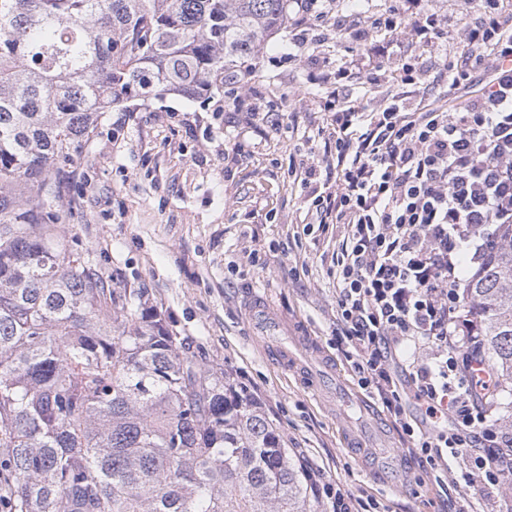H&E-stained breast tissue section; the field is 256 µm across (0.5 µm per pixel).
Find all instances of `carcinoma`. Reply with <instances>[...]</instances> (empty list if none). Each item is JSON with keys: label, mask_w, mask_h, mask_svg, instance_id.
<instances>
[{"label": "carcinoma", "mask_w": 512, "mask_h": 512, "mask_svg": "<svg viewBox=\"0 0 512 512\" xmlns=\"http://www.w3.org/2000/svg\"><path fill=\"white\" fill-rule=\"evenodd\" d=\"M287 21V0H0V512H312L277 428L52 211L105 113L223 90ZM495 229L464 288L496 394L512 224Z\"/></svg>", "instance_id": "obj_1"}]
</instances>
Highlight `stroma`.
<instances>
[{
	"instance_id": "1",
	"label": "stroma",
	"mask_w": 512,
	"mask_h": 512,
	"mask_svg": "<svg viewBox=\"0 0 512 512\" xmlns=\"http://www.w3.org/2000/svg\"><path fill=\"white\" fill-rule=\"evenodd\" d=\"M391 5L319 0L303 14L290 0V24L268 38L248 76L249 96L167 95L113 108L79 155L74 180L60 184L56 215L112 287L147 291L169 329L223 368L277 427L289 455L323 483H342L383 512H512V480L491 494L465 483L468 448L439 483L417 469L405 485L368 470L341 439L357 408L330 405L270 361L246 321L249 297H268L334 359L338 378L352 381L336 348L330 274L344 229L317 228L300 174L330 154L327 93L312 75L361 70L340 93L369 110L403 91L399 73L354 38L359 27L387 18ZM421 6L448 20L447 38L416 48L436 73L469 15L463 0ZM296 19L314 38L302 57L292 54Z\"/></svg>"
}]
</instances>
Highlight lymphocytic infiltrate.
<instances>
[{"label": "lymphocytic infiltrate", "instance_id": "lymphocytic-infiltrate-1", "mask_svg": "<svg viewBox=\"0 0 512 512\" xmlns=\"http://www.w3.org/2000/svg\"><path fill=\"white\" fill-rule=\"evenodd\" d=\"M418 2L394 0L385 21L412 48L448 33ZM469 2L440 78L455 90L480 73L479 95L435 104L396 93L368 112L332 92L335 155L311 205L320 226L345 227L333 259L335 334L359 388L401 421L426 476L472 448L473 469L496 485L512 475V435L486 427L478 405L480 328L456 268L463 245L483 250L491 225L512 224V9ZM400 367L424 409L414 422L400 403Z\"/></svg>", "mask_w": 512, "mask_h": 512}]
</instances>
